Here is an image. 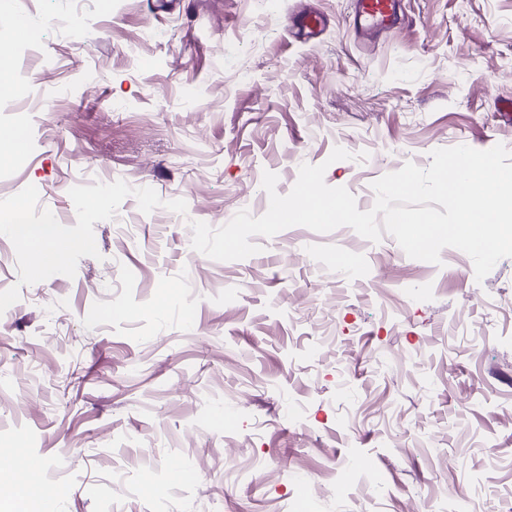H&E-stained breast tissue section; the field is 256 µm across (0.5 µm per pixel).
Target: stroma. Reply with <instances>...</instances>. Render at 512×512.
<instances>
[{
	"mask_svg": "<svg viewBox=\"0 0 512 512\" xmlns=\"http://www.w3.org/2000/svg\"><path fill=\"white\" fill-rule=\"evenodd\" d=\"M16 7L41 50L36 104L0 112L22 158L0 164V217L56 214L76 247L46 267L0 233V448L41 461L62 512H512V258L479 281L455 248L433 264L294 226L216 261L179 221L261 216L263 173L284 195L304 163L366 211L435 149L512 151V0H405L377 38L349 0ZM298 11L317 40L289 35ZM88 170L131 189L67 220ZM324 21L322 17L313 13H299L292 19L291 34L302 41L317 39L322 31Z\"/></svg>",
	"mask_w": 512,
	"mask_h": 512,
	"instance_id": "stroma-1",
	"label": "stroma"
}]
</instances>
